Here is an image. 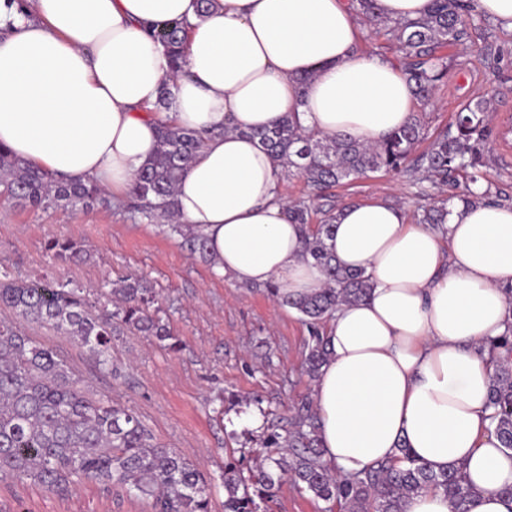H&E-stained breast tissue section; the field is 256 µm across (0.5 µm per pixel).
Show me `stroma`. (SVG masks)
Masks as SVG:
<instances>
[{
  "label": "stroma",
  "mask_w": 512,
  "mask_h": 512,
  "mask_svg": "<svg viewBox=\"0 0 512 512\" xmlns=\"http://www.w3.org/2000/svg\"><path fill=\"white\" fill-rule=\"evenodd\" d=\"M448 75L427 108L430 134L447 126L466 102L490 101L493 130L484 153L485 181L512 196V148L502 135L512 124V30L478 16L465 46L447 47ZM335 204L384 200L415 210L417 189L403 175L383 171L332 189ZM53 238L85 246L84 262H55L45 249ZM0 271L54 277L87 288L125 276H142L159 294V316L183 348L172 351L125 334L112 342L115 373L100 372L86 348L63 332L35 323L20 328L57 351L85 386L133 409L158 442L199 463L212 484L211 512H224L221 475L227 456L249 469L259 446L263 415H288L310 395L300 373L309 339L295 310L276 305L255 287H241L193 256L167 226L134 215L125 203L78 212L32 211L0 204ZM0 512H150L120 488L106 492L78 485L60 499L28 484L0 486Z\"/></svg>",
  "instance_id": "1"
}]
</instances>
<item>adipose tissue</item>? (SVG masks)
Listing matches in <instances>:
<instances>
[{"label":"adipose tissue","mask_w":512,"mask_h":512,"mask_svg":"<svg viewBox=\"0 0 512 512\" xmlns=\"http://www.w3.org/2000/svg\"><path fill=\"white\" fill-rule=\"evenodd\" d=\"M188 22L182 75L154 33ZM346 0H0V148L55 178L123 194L169 124L201 150L176 190L180 223L208 239L218 273L288 295L323 288L288 217L280 170L251 130L293 112L303 128L374 144L406 125L411 88L358 48ZM307 78L298 89V78ZM169 109L155 111L163 85ZM328 249L362 269L366 301L340 305L312 386L323 460L358 474L407 445L460 468L471 512H512V450L488 428L485 341L512 322V203L455 202L443 229L385 201L341 204Z\"/></svg>","instance_id":"1"}]
</instances>
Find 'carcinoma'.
I'll list each match as a JSON object with an SVG mask.
<instances>
[{"label": "carcinoma", "instance_id": "1", "mask_svg": "<svg viewBox=\"0 0 512 512\" xmlns=\"http://www.w3.org/2000/svg\"><path fill=\"white\" fill-rule=\"evenodd\" d=\"M375 2L356 0L357 15L375 26L376 33L395 41L400 71L415 99L428 103L448 74V64L436 56V50L466 43L474 26V0H432L426 16L406 21L380 16ZM188 28V23L180 22L155 33L175 74L183 71ZM486 112L484 99L465 105L414 160L411 155L425 135V124L418 117L374 145L347 134L326 137L308 132L293 115L271 128L255 129L251 136L278 166L295 172L318 194L377 171L400 173L417 184L428 180L440 189L460 172L469 173L473 185L482 178ZM202 145L203 139L192 130L160 128L156 153L127 192L142 218L174 220L176 186ZM0 200L33 210L77 211L94 202L108 204L106 192L97 184L54 180L3 149ZM449 201L450 197L437 195L433 204L421 207L417 223L445 224ZM314 215L303 202L289 205L291 221L306 228L304 249L323 269L325 287L292 297L280 294L272 284L265 286L276 304L296 310L308 326L311 343L304 351L302 369L311 380L318 377L329 355L325 329L337 307L365 300L373 287L365 271L342 267L325 247L324 240L336 229L331 223L333 212L323 211L317 224ZM171 230L185 237L192 254L212 261L207 238L200 231L187 224H173ZM47 250L64 262H78L88 255L70 239H53ZM93 292L95 301L89 299ZM93 292L59 281H27L5 274L0 278V307L24 321L63 331L107 373L114 369L112 336L118 328L151 336L170 350L180 349L181 342L157 316L158 295L146 279L131 277ZM487 350L494 365L489 426L501 445L512 449V324L487 343ZM261 447L265 448L259 454L261 461L246 476L235 463L224 464V512H267L285 481L300 493L336 504L341 512H404L408 498L429 488L448 497L452 512H471L477 496L460 469L436 472L403 445L375 469L347 477L332 472L322 462L317 417L308 398L293 408L287 422L266 423ZM17 482L61 498L81 482L106 490L118 486L146 502L150 512H210L209 485L195 462L156 442L133 411L82 386L54 349L23 335L15 322L0 320V485Z\"/></svg>", "mask_w": 512, "mask_h": 512}]
</instances>
